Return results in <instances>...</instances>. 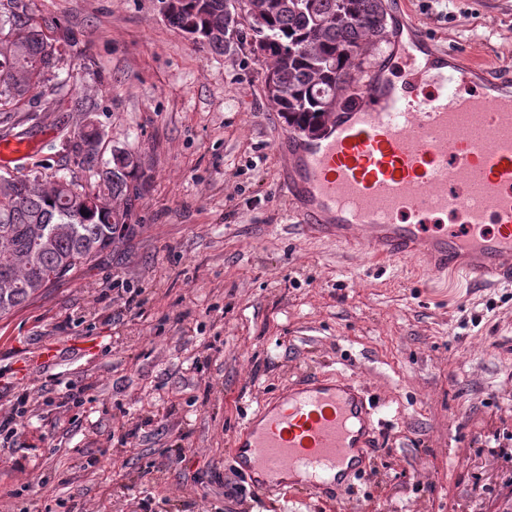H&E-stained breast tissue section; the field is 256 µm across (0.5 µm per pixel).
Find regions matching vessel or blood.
Returning <instances> with one entry per match:
<instances>
[{
  "mask_svg": "<svg viewBox=\"0 0 512 512\" xmlns=\"http://www.w3.org/2000/svg\"><path fill=\"white\" fill-rule=\"evenodd\" d=\"M424 97L363 75L326 133H288L285 184L300 234L436 276L512 285V88L493 69L431 65L430 39L401 40ZM383 416L357 381L303 376L237 428L232 457L261 494L289 479L341 494L375 454Z\"/></svg>",
  "mask_w": 512,
  "mask_h": 512,
  "instance_id": "obj_1",
  "label": "vessel or blood"
}]
</instances>
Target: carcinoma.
<instances>
[{
    "label": "carcinoma",
    "mask_w": 512,
    "mask_h": 512,
    "mask_svg": "<svg viewBox=\"0 0 512 512\" xmlns=\"http://www.w3.org/2000/svg\"><path fill=\"white\" fill-rule=\"evenodd\" d=\"M270 4L246 31L236 28L232 0H162L166 20L209 51L237 36L250 40L275 75L283 96L276 111L288 131L315 133L331 117L324 97L356 87L366 57L388 26L386 0H289ZM58 40L49 37L29 4L0 0V123L40 84L58 78ZM100 133L91 117L63 150L85 166L83 184L38 165L27 174H0V317L46 288L97 264L112 244L133 233L135 201L144 186L139 158L112 151L95 168Z\"/></svg>",
    "instance_id": "cac0c4a2"
}]
</instances>
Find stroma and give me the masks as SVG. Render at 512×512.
<instances>
[{
	"label": "stroma",
	"mask_w": 512,
	"mask_h": 512,
	"mask_svg": "<svg viewBox=\"0 0 512 512\" xmlns=\"http://www.w3.org/2000/svg\"><path fill=\"white\" fill-rule=\"evenodd\" d=\"M389 3L437 50L512 77V0ZM32 7L70 37L60 65L99 162L135 151L147 184L133 236L0 318V417L21 410L0 434V512H512V286L430 288L299 234L288 127L249 42L200 51L161 0ZM52 97L15 113L34 148L0 174L82 176L60 148L81 117ZM339 371L381 405L382 448L339 498L258 494L234 431L291 380Z\"/></svg>",
	"instance_id": "obj_1"
}]
</instances>
